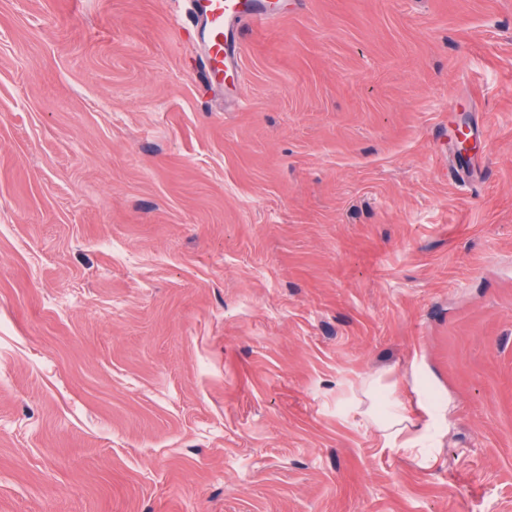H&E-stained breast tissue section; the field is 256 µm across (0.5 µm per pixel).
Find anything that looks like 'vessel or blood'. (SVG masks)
Returning <instances> with one entry per match:
<instances>
[{
    "instance_id": "1",
    "label": "vessel or blood",
    "mask_w": 512,
    "mask_h": 512,
    "mask_svg": "<svg viewBox=\"0 0 512 512\" xmlns=\"http://www.w3.org/2000/svg\"><path fill=\"white\" fill-rule=\"evenodd\" d=\"M279 17L274 0H193V18L203 39V76L234 71L238 59L235 30L240 21L250 19L263 28Z\"/></svg>"
}]
</instances>
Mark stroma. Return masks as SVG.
<instances>
[{
    "label": "stroma",
    "mask_w": 512,
    "mask_h": 512,
    "mask_svg": "<svg viewBox=\"0 0 512 512\" xmlns=\"http://www.w3.org/2000/svg\"><path fill=\"white\" fill-rule=\"evenodd\" d=\"M280 2L0 0V512H512V0ZM268 0H193V18L201 29L204 66L201 76L235 70L238 51L235 30L240 21L252 19L254 25L264 28L280 18L278 4ZM393 401V400H392ZM393 409L388 412L384 417L380 418L374 415L371 411L367 412L369 418L368 422L373 426H376L379 430L385 431L383 432V437L385 438H393L394 440L400 435L404 428H397L395 431H391L387 433V431L393 429L395 426L402 424L403 419L399 415V408L395 401L392 402Z\"/></svg>",
    "instance_id": "35a3bbf8"
}]
</instances>
